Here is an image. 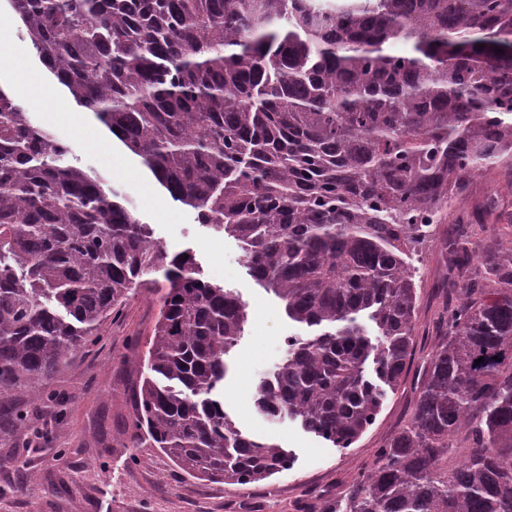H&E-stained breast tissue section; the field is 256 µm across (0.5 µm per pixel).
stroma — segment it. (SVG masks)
<instances>
[{"label":"stroma","mask_w":512,"mask_h":512,"mask_svg":"<svg viewBox=\"0 0 512 512\" xmlns=\"http://www.w3.org/2000/svg\"><path fill=\"white\" fill-rule=\"evenodd\" d=\"M0 27L10 35L5 50L17 64L0 70V86L30 110L36 125L69 144L73 164L100 174L119 192L155 242L172 255L190 252L205 280L247 303L246 332L227 358L224 410L241 431L278 443L294 457L290 469L268 481L240 486L189 477L159 449L132 447L127 428L135 388L148 372L146 342L169 290L157 272L130 290L99 342L81 348L46 382L50 401L37 404L17 394L0 399V512H315L325 497L343 498L358 468L373 463L381 444L409 419L412 385L387 394L376 425L346 451L295 422L261 415L252 388L280 363L288 338L302 334V327L252 278L236 240L199 223L193 208L174 201L138 156L78 107L17 24L5 18ZM444 274L438 249H427L415 336L422 355L433 345ZM19 411L39 426L38 440L13 427Z\"/></svg>","instance_id":"stroma-1"}]
</instances>
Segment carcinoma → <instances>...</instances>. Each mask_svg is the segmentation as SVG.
I'll list each match as a JSON object with an SVG mask.
<instances>
[{"mask_svg":"<svg viewBox=\"0 0 512 512\" xmlns=\"http://www.w3.org/2000/svg\"><path fill=\"white\" fill-rule=\"evenodd\" d=\"M8 6L72 99L241 242L252 277L309 329L256 384V410L353 447L416 356L411 256L485 169L512 179V0ZM69 153L0 87V393L41 396L161 271L132 441L217 483L289 469L288 450L224 411L246 304L155 244ZM496 210L488 198L456 218L444 287L457 297L434 318L412 414L322 512H512V237L486 224Z\"/></svg>","mask_w":512,"mask_h":512,"instance_id":"1","label":"carcinoma"}]
</instances>
